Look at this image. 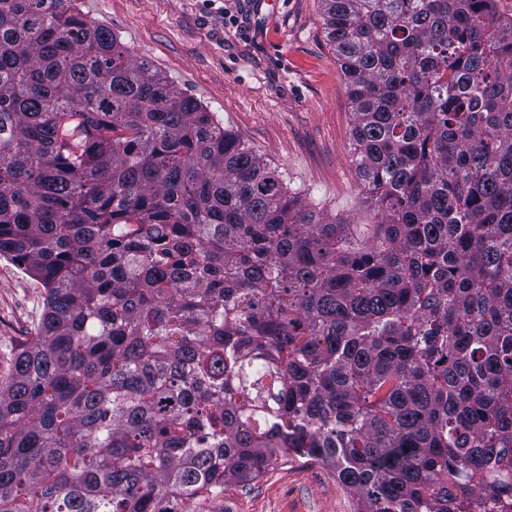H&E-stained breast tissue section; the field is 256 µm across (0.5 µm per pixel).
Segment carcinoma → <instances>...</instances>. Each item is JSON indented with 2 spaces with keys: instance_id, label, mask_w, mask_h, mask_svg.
Masks as SVG:
<instances>
[{
  "instance_id": "obj_1",
  "label": "carcinoma",
  "mask_w": 512,
  "mask_h": 512,
  "mask_svg": "<svg viewBox=\"0 0 512 512\" xmlns=\"http://www.w3.org/2000/svg\"><path fill=\"white\" fill-rule=\"evenodd\" d=\"M322 0L378 220L285 177L77 0H0V512H186L303 454L355 512H512V17ZM43 288L11 261L0 259V376L9 364V350L33 336L42 311Z\"/></svg>"
}]
</instances>
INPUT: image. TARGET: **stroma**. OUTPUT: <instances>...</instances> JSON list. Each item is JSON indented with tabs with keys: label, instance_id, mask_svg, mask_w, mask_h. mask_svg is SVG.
<instances>
[{
	"label": "stroma",
	"instance_id": "35a3bbf8",
	"mask_svg": "<svg viewBox=\"0 0 512 512\" xmlns=\"http://www.w3.org/2000/svg\"><path fill=\"white\" fill-rule=\"evenodd\" d=\"M127 53L214 112L300 190L306 203L352 224L371 223L352 150V109L326 37L320 0H79ZM236 25L224 22L225 13ZM43 289L0 259V376L9 350L32 336ZM188 512H354L333 474L297 457Z\"/></svg>",
	"mask_w": 512,
	"mask_h": 512
}]
</instances>
